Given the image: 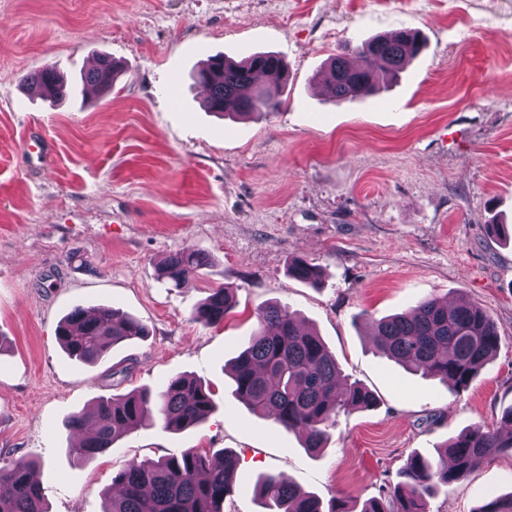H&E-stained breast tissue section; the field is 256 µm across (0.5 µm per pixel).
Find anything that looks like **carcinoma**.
Masks as SVG:
<instances>
[{"label":"carcinoma","instance_id":"obj_1","mask_svg":"<svg viewBox=\"0 0 512 512\" xmlns=\"http://www.w3.org/2000/svg\"><path fill=\"white\" fill-rule=\"evenodd\" d=\"M423 47L420 34L411 30L371 38L354 49L361 59L356 68L345 52L330 58L323 89L336 102L373 94L395 82ZM119 74L114 60L103 55L96 68L85 72L82 82L103 91L105 83L116 81ZM194 78L209 90L208 111L252 118L278 111L288 70L283 59L270 52L241 61L215 56ZM24 82L38 87L52 104L71 92V85L53 67ZM206 264L207 255L198 250L174 252L160 267L159 278L186 286ZM288 276L313 286L321 282L317 266L300 256L290 259ZM236 305L233 289L216 288L197 307L195 320L219 324ZM256 318L257 329L247 346L230 362L233 393L251 413L273 418L284 429L298 433L307 450L320 451L340 414L369 408L376 398L357 381L340 384L334 356L317 333L300 325L287 305H261ZM146 335L148 328L142 321L105 305L92 313L77 306L57 328L63 349L84 363H95L114 346ZM371 335L380 355L438 378L458 392L469 388L500 345L494 322L480 304H450L437 296L423 297L404 313L374 321ZM215 410L210 387L179 375L156 393L135 390L100 399L94 418L83 412L71 415L70 431L93 423L96 429L70 452L78 460H88L155 418L176 433L201 424ZM502 421L508 426L505 433L475 426L451 437L434 462L411 456L400 471L401 480L382 497L365 502L358 512H427L428 498L465 478L476 460L512 453V406L504 410ZM32 473V463L25 460L0 465V512H48L44 489L32 481ZM239 479L236 458L228 451L218 463L194 448L157 460L132 461L112 477L120 491L104 512H224V501L234 493ZM255 486L268 512H353L342 499L325 506L271 473L260 476ZM474 512H512V492Z\"/></svg>","mask_w":512,"mask_h":512}]
</instances>
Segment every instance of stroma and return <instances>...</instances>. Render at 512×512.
<instances>
[{"label": "stroma", "mask_w": 512, "mask_h": 512, "mask_svg": "<svg viewBox=\"0 0 512 512\" xmlns=\"http://www.w3.org/2000/svg\"><path fill=\"white\" fill-rule=\"evenodd\" d=\"M402 29L425 48L395 83L340 104L323 96L331 55ZM261 51L288 65L279 111H205L194 69ZM102 55L123 65L105 94L81 81ZM48 66L74 86L54 106L23 85ZM499 218L512 222V0H0V463L38 459L50 512H103L126 463L187 448L235 454L243 478L224 512H263L265 473L325 503L379 497L410 455L435 458L512 406V244L490 234ZM182 250L209 262L176 288L158 273ZM296 255L320 268L319 287L289 277ZM224 287L234 312L195 321ZM431 294L479 303L500 336L459 394L381 358L371 338V320ZM271 301L377 399L340 415L315 455L252 415L224 372ZM77 305L119 309L149 334L79 362L56 336ZM177 375L212 390L203 424L174 434L156 421L95 458L70 455V415ZM511 492L501 453L429 512Z\"/></svg>", "instance_id": "stroma-1"}]
</instances>
